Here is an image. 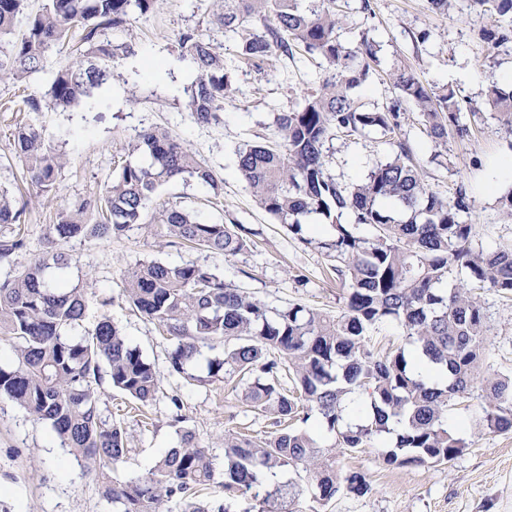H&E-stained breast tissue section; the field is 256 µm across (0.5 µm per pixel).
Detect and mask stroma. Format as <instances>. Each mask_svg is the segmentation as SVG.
Wrapping results in <instances>:
<instances>
[{"instance_id": "obj_1", "label": "stroma", "mask_w": 512, "mask_h": 512, "mask_svg": "<svg viewBox=\"0 0 512 512\" xmlns=\"http://www.w3.org/2000/svg\"><path fill=\"white\" fill-rule=\"evenodd\" d=\"M210 0H164L159 10L134 14L106 35L133 44L134 52L119 59L107 84L94 97L68 109L48 108L31 115L25 97L46 87L56 71L76 57L80 43L71 40L53 49L43 69L23 82L0 83V187L13 192L25 207L21 232L26 247L12 263H0V275L38 258L43 242L60 213L74 202L101 192L115 178L129 142L145 128H168L215 171L220 191L183 177L160 187L151 209H184L209 223L242 224L248 250L234 258L171 243L151 224H140L119 238L74 239L66 245L76 266L69 280L78 281L88 298V318L108 312L128 343L152 363L159 390L143 412L128 410L122 395L103 383L99 405L107 419L121 423L130 453L121 475L132 479L147 472L157 458L180 441L170 422L173 399H181L186 425L200 447L209 449L216 474L208 495L223 499L224 436L242 430L272 431L271 418L258 417L240 398L235 381L190 385L169 375L167 356L172 343L157 326L130 312L122 296L123 280L139 261L170 265L199 264L214 270L225 283L242 288L268 309L302 304L334 313L344 304L345 288L326 273L322 252L301 242L258 204L237 170L236 151L242 143L274 140L275 118L295 107L318 88L326 69L306 53L295 58L271 55L263 63L237 62L230 74L231 90L222 120L197 124L185 108L184 89L194 75L176 68L179 34L204 26ZM341 39L346 46L368 35L380 47V65L351 96L365 105L392 104L396 98L387 74L395 66L411 68L433 90L453 88L461 116L472 134L449 139L439 147L413 111H406L396 138L412 148L423 182L443 197L466 187L471 222L479 243L493 248L512 244V220L500 211L498 199L512 190V129L501 125L482 105V93L493 81L512 76V42L491 46L484 34L497 27L496 17L470 10L467 0H453L448 13L432 12L427 0H371V13L349 0ZM35 121L47 143L67 159L57 188L46 193L28 183L15 154L19 124ZM328 169L344 183L359 181L389 146L381 133L340 136L327 144ZM110 298L101 309L102 298ZM481 300L489 316L488 359L492 370L512 372V298L489 290ZM478 400L448 412L449 424L465 423L474 445L446 464L389 466L383 461L391 442L378 439L370 447L345 452L346 467L363 471L371 491L363 497L338 495L328 504L315 498L311 482L302 481L294 512H512V434L482 430ZM39 464L33 476L31 464ZM0 502L10 512H107L98 486L78 462L61 448L46 424L34 421L17 404L0 402Z\"/></svg>"}]
</instances>
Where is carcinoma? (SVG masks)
<instances>
[{
  "mask_svg": "<svg viewBox=\"0 0 512 512\" xmlns=\"http://www.w3.org/2000/svg\"><path fill=\"white\" fill-rule=\"evenodd\" d=\"M27 0H0V41L8 39L9 64L0 60V81H21L42 68L47 52L78 33L82 60L60 68L47 90L25 99L27 111L68 107L90 98L109 80L112 61L134 53L129 44L102 38L134 12L147 13L161 0H45L16 31ZM339 0H211L207 24L237 39L235 58L263 60L276 52L288 58L297 50L316 54L329 69L321 88L276 117L280 140L245 144L237 150L241 177L259 205L304 243L320 249L336 278L347 287L342 311L322 313L302 305L271 311L242 289L224 283L197 264L172 266L139 262L124 282L132 309L173 341L170 373L186 383L222 381L226 372L246 380L242 400L253 411L273 417L276 430L224 437V490L213 500L200 494L215 475L213 457L180 430L179 446L169 449L140 478L126 481L119 467L130 452L124 428L102 416L97 388L107 370L112 388L147 405L159 379L153 365L131 347L107 316L85 326L88 305L64 274L73 264L64 245L77 238L118 237L150 222L177 244L235 257L248 248L237 224H208L181 208L148 217L159 187L188 175L220 190L214 170L171 132L149 127L130 152L147 157L129 161L104 192L66 208L52 225L42 255L0 278V336L14 358L0 362V400L12 401L46 423L83 471L94 476L112 512H293L298 494L292 475L305 474L317 499L338 494L364 497L371 492L366 473L344 467L337 453L368 446L395 435L384 455L388 465L449 462L470 447L466 434L448 430V408L463 398L484 405L483 426L512 432V374L484 369L487 314L478 290L512 293V244L485 249L474 243L475 226L463 219L470 197L459 188L444 198L422 181L409 146L392 141L393 155L376 163L367 176L343 184L327 168L326 143L339 133L393 134L400 106L417 112L428 135L445 143L464 137L469 127L451 88H427L400 67L389 81L397 100L383 109H365L349 95L379 65L378 45L364 35L354 48L338 36ZM475 10L512 15V0H468ZM178 44L195 64L186 88V108L201 124L220 120L230 92L229 65L196 28L180 33ZM484 103L512 129V79L493 83ZM16 154L31 184L56 189L63 154L45 142L33 123L16 128ZM24 207L0 190V225H20ZM348 215L350 223L339 221ZM335 220L332 237L308 236V218ZM373 232L362 236L358 229ZM25 246L24 237L0 236V262ZM386 322L403 329L405 344L382 352L372 332ZM80 337H73L76 331ZM224 340L221 357L207 360V375L194 373L202 348ZM442 372L431 384L414 375L421 358ZM295 385L288 394L280 382ZM315 410L335 434L326 447L297 426ZM288 480H281L284 474Z\"/></svg>",
  "mask_w": 512,
  "mask_h": 512,
  "instance_id": "obj_1",
  "label": "carcinoma"
}]
</instances>
